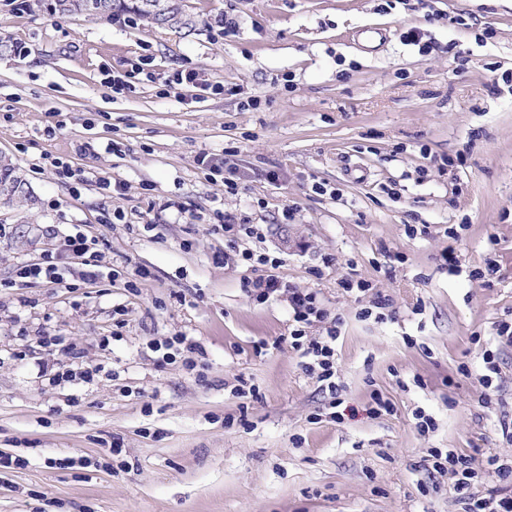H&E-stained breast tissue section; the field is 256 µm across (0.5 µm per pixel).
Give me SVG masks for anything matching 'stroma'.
Segmentation results:
<instances>
[{"label":"stroma","instance_id":"1","mask_svg":"<svg viewBox=\"0 0 512 512\" xmlns=\"http://www.w3.org/2000/svg\"><path fill=\"white\" fill-rule=\"evenodd\" d=\"M180 2L195 31L0 0V38L28 49L0 53V154L36 197L0 210V456L26 459L0 471V512H463L498 486L491 459L512 457V343L496 331L512 322V0ZM107 68L131 91L113 96ZM177 70L204 87L168 90ZM203 154L236 170L238 195ZM219 210L254 234L213 232ZM53 229L98 239L111 279L81 282L74 258L68 287H10ZM245 250L279 264L217 259ZM138 266L151 277L132 290ZM268 275L315 294L327 320L308 336L339 320L337 391L292 347L287 294L245 292ZM44 335L100 375L52 383ZM175 336L201 345L196 367L164 360ZM377 396L390 411L372 413ZM434 448L471 456L482 481L459 492Z\"/></svg>","mask_w":512,"mask_h":512}]
</instances>
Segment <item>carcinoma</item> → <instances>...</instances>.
Wrapping results in <instances>:
<instances>
[{
	"label": "carcinoma",
	"instance_id": "obj_1",
	"mask_svg": "<svg viewBox=\"0 0 512 512\" xmlns=\"http://www.w3.org/2000/svg\"><path fill=\"white\" fill-rule=\"evenodd\" d=\"M45 9L62 16L83 15L92 20H111L123 14H132L151 23L176 25L193 29L195 20L182 10L177 0H29L28 9ZM0 183L12 185L15 191L0 194V207L19 208L35 203L33 191L19 173L18 167L6 156L0 155Z\"/></svg>",
	"mask_w": 512,
	"mask_h": 512
}]
</instances>
